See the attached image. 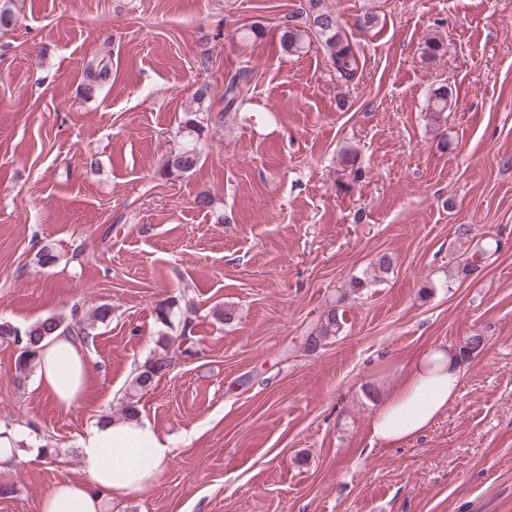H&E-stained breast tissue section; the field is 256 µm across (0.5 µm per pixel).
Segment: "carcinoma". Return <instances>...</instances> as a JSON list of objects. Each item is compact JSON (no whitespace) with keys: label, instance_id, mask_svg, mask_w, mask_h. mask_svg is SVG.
<instances>
[{"label":"carcinoma","instance_id":"obj_1","mask_svg":"<svg viewBox=\"0 0 512 512\" xmlns=\"http://www.w3.org/2000/svg\"><path fill=\"white\" fill-rule=\"evenodd\" d=\"M318 38L327 52L332 68L339 79L346 83L353 82L359 71V60L354 47L348 38L342 33L336 13L315 5V11L303 21H297L294 16L288 17V24L282 34V42L290 53H297L310 36ZM249 92V73L240 70L232 75L224 85V110L230 111L236 105L242 103ZM452 91L448 86L437 87L431 97L430 112L433 117H440L448 110V100ZM198 160L197 149L193 145H185L176 153L167 158L164 163L166 171L171 173H185L195 167ZM474 229L470 224H461L457 228V237L463 243L470 244L464 250L466 257L461 259L456 266L448 269V284L460 279L473 270L486 263L492 256L491 250L483 243V240H472ZM112 314V307L108 304L97 306L89 315L82 314L79 308L71 310L70 321L49 315L31 323L25 330L21 331L8 321L0 320V341L16 343L21 346V351L15 362V371L22 376L27 374L42 347V343L55 334L69 336L75 340L85 342L88 340L93 323L104 322ZM341 321L336 310L327 313L325 322L318 333L307 339L308 347L316 350L321 346L324 339L329 335L339 333ZM485 346L482 335L473 334L459 347V355L463 359H469L477 355ZM180 349L168 344L161 352L155 354L146 361L143 369L133 379L134 390L142 391L149 388L155 379L164 375L176 362V354Z\"/></svg>","mask_w":512,"mask_h":512}]
</instances>
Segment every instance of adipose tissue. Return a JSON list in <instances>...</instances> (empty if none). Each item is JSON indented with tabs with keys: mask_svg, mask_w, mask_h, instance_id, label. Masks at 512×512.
Segmentation results:
<instances>
[{
	"mask_svg": "<svg viewBox=\"0 0 512 512\" xmlns=\"http://www.w3.org/2000/svg\"><path fill=\"white\" fill-rule=\"evenodd\" d=\"M90 374L83 343L62 335L46 340L36 378L61 409L80 404ZM464 376L456 353L432 349L419 355L381 399L371 442L396 446L422 435L457 398ZM80 452L84 479L59 482L42 512H103L106 501L145 493L163 474L172 443L147 418H105L81 438Z\"/></svg>",
	"mask_w": 512,
	"mask_h": 512,
	"instance_id": "adipose-tissue-1",
	"label": "adipose tissue"
}]
</instances>
